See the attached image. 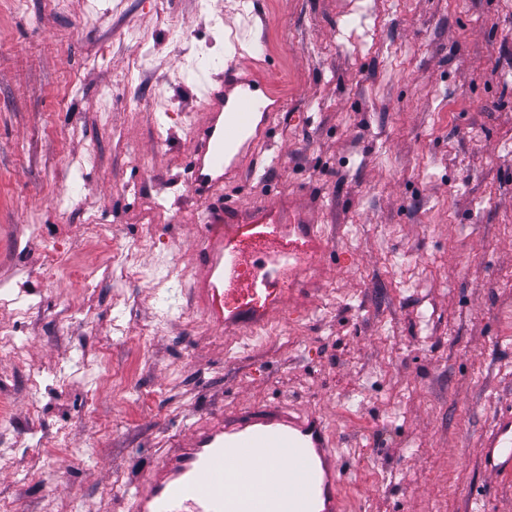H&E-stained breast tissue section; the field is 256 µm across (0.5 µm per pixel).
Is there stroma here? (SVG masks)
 Masks as SVG:
<instances>
[{
  "mask_svg": "<svg viewBox=\"0 0 512 512\" xmlns=\"http://www.w3.org/2000/svg\"><path fill=\"white\" fill-rule=\"evenodd\" d=\"M245 2L260 31L232 49L234 0H0V285L25 292L0 308V512H133L168 450L242 402L320 411L361 512H512L480 448L512 403V0ZM258 53L284 106L227 193L331 249L301 312L232 339L194 287L206 204L184 168L201 63ZM142 56L150 77L128 80ZM91 215L116 247L158 238L136 265L190 278L105 281ZM87 308L90 332L62 329Z\"/></svg>",
  "mask_w": 512,
  "mask_h": 512,
  "instance_id": "35a3bbf8",
  "label": "stroma"
}]
</instances>
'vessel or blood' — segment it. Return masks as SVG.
Segmentation results:
<instances>
[{
	"instance_id": "1",
	"label": "vessel or blood",
	"mask_w": 512,
	"mask_h": 512,
	"mask_svg": "<svg viewBox=\"0 0 512 512\" xmlns=\"http://www.w3.org/2000/svg\"><path fill=\"white\" fill-rule=\"evenodd\" d=\"M281 99L269 81L238 63L207 85L202 119L194 127L185 183L207 200L209 220L198 243V294L207 317L225 331L245 315L268 317L300 291L313 286L329 244L311 224H283L270 201L241 215L223 203L224 186L248 159L237 144L256 113L272 116ZM287 458H280V449ZM485 470L512 476V408L500 410L482 435ZM258 451L251 469L243 453ZM300 476L294 495L277 489L285 476ZM345 470L334 436L321 414L281 403L246 406L193 429L189 444L176 448L147 475L134 494L136 512H347Z\"/></svg>"
}]
</instances>
